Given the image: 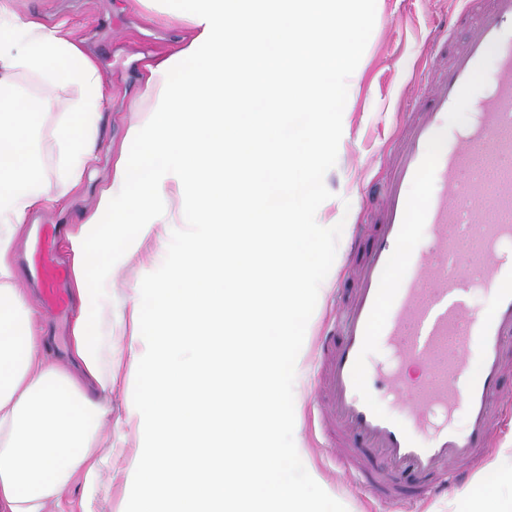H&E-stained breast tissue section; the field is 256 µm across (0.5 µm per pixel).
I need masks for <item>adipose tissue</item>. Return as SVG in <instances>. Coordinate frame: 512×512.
<instances>
[{
    "instance_id": "obj_1",
    "label": "adipose tissue",
    "mask_w": 512,
    "mask_h": 512,
    "mask_svg": "<svg viewBox=\"0 0 512 512\" xmlns=\"http://www.w3.org/2000/svg\"><path fill=\"white\" fill-rule=\"evenodd\" d=\"M0 0V512H46L75 474L95 492L112 421V339L144 336L136 413V512H344L315 493L305 451L282 446L299 336L329 284L339 228L316 221L323 176L345 134L355 38L376 0H160L188 35L145 63L143 118L110 182L67 236L79 314L69 364L47 365L42 314L17 286L28 216L80 186L110 90L68 22L45 25ZM24 74L76 85L78 126L61 124L64 163L44 179L20 152L37 114ZM169 225L165 259L112 313V272ZM192 349L173 365L169 349ZM237 449L232 469L224 451ZM457 512H512V482L487 471Z\"/></svg>"
}]
</instances>
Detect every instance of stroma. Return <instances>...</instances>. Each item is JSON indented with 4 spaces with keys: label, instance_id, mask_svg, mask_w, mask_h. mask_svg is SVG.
<instances>
[{
    "label": "stroma",
    "instance_id": "35a3bbf8",
    "mask_svg": "<svg viewBox=\"0 0 512 512\" xmlns=\"http://www.w3.org/2000/svg\"><path fill=\"white\" fill-rule=\"evenodd\" d=\"M13 8L46 24L68 21L84 45L92 46L93 57L108 61L100 72L112 90V99L103 114L95 162L86 170L80 187L61 206L34 211L28 220L32 226L64 224L72 229L93 207L109 180L129 126L139 119L135 105L143 89L144 62L179 44L185 29L178 21L152 16L150 9L137 0H14ZM463 8L462 0H378L362 32L358 76L349 90L351 109L346 116V132L323 177L324 202L319 219L339 226L337 261L329 288L313 300L314 314L301 338L303 360L292 396L298 404L296 437L305 450L306 462L315 471L320 487L342 501L346 512H453L455 507L450 490L417 503L381 504L370 498L363 485L344 476L332 440L317 418L321 399L314 384V342L339 289L351 286L345 258L353 230L373 219L365 199L388 172L390 155L401 134V114L427 91L428 41L446 17ZM45 84L46 91L36 104L40 120L35 134L45 146L41 167L51 178L59 167L53 133L73 116L78 90L54 78L46 79ZM163 258L160 240L146 243L113 274V298L128 300L132 287ZM141 346L134 336H118L113 341L112 425L101 428L96 441L101 453L110 455L111 462L101 473L94 501L96 512L134 509V462L145 442V431L132 413L139 379L131 359Z\"/></svg>",
    "mask_w": 512,
    "mask_h": 512
}]
</instances>
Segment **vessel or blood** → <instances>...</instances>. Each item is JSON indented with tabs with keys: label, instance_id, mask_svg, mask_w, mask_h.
<instances>
[{
	"label": "vessel or blood",
	"instance_id": "b4317fda",
	"mask_svg": "<svg viewBox=\"0 0 512 512\" xmlns=\"http://www.w3.org/2000/svg\"><path fill=\"white\" fill-rule=\"evenodd\" d=\"M481 2L463 18L461 44L430 46L432 93L404 115L375 224L351 241L350 295L317 345L320 419L335 425L339 457L355 461L345 476L383 501L463 480L460 463L501 427L495 406L512 366V0ZM464 104L471 124L449 131V112ZM418 223L428 238L414 246ZM31 266L44 309L65 310L67 272L52 259L51 236L34 244ZM479 291L493 294L491 313L468 306ZM374 344L389 361L369 370L363 358ZM377 455L392 480L375 470Z\"/></svg>",
	"mask_w": 512,
	"mask_h": 512
}]
</instances>
